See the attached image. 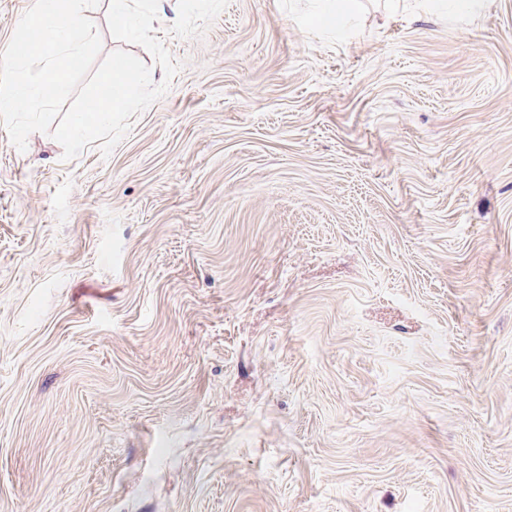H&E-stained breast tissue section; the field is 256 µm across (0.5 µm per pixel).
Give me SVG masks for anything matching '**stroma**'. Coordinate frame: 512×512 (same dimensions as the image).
Here are the masks:
<instances>
[{"label":"stroma","mask_w":512,"mask_h":512,"mask_svg":"<svg viewBox=\"0 0 512 512\" xmlns=\"http://www.w3.org/2000/svg\"><path fill=\"white\" fill-rule=\"evenodd\" d=\"M109 157L0 123V512H512V0H164ZM333 3L311 15V21L319 28L335 29L342 24L343 17L354 7V0H331Z\"/></svg>","instance_id":"35a3bbf8"}]
</instances>
